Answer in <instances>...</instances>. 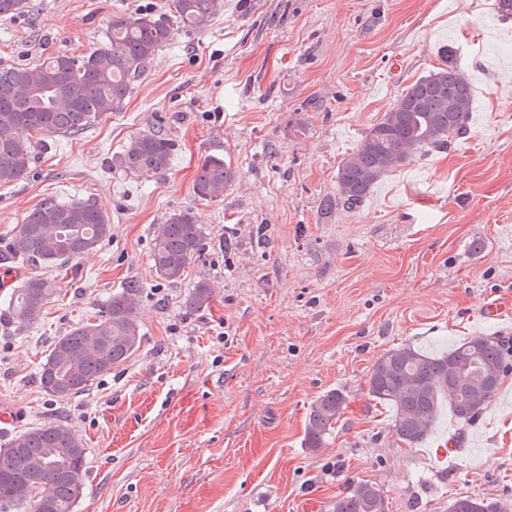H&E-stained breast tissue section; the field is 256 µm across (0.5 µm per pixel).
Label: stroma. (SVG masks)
Returning <instances> with one entry per match:
<instances>
[{
	"mask_svg": "<svg viewBox=\"0 0 512 512\" xmlns=\"http://www.w3.org/2000/svg\"><path fill=\"white\" fill-rule=\"evenodd\" d=\"M168 3L26 0L0 19V65L94 49L112 18ZM492 3L222 0L204 28H174L123 112L47 137L28 174L0 186V237L43 202L87 198L112 236L61 265H20L58 295L30 321L0 304V405L18 417L0 426V445L67 422L88 448L75 512H331L361 481L390 512H448L463 495L512 502V375L475 425L443 411L415 448L365 384L402 345L512 344V19ZM447 42L474 88L465 137L390 172L359 209L325 211L340 162ZM299 114L307 132L296 138ZM156 129L178 144L170 169L146 184L115 173L113 155ZM211 156L239 179L200 202L192 183ZM188 207L206 246L169 285L148 254L168 214ZM201 277L213 304L187 311ZM132 280L140 349L85 394L48 396L36 373L55 339ZM496 300L508 309L487 319ZM332 388L349 408L308 451L305 417Z\"/></svg>",
	"mask_w": 512,
	"mask_h": 512,
	"instance_id": "35a3bbf8",
	"label": "stroma"
}]
</instances>
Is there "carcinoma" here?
I'll use <instances>...</instances> for the list:
<instances>
[{
  "mask_svg": "<svg viewBox=\"0 0 512 512\" xmlns=\"http://www.w3.org/2000/svg\"><path fill=\"white\" fill-rule=\"evenodd\" d=\"M220 8V0H174L170 14L138 11L112 19L103 43L90 52L48 57L32 66H1L0 186L26 176L43 137L80 135L123 111L171 40L173 25L204 27ZM473 101V85L458 66L457 48L442 46L437 66L407 86L341 161L336 197L325 199L324 207L354 210L393 169L415 156L448 150L466 134ZM175 151V140L164 130L141 132L112 157V168L150 182L168 170ZM237 178L230 163L211 157L199 167L192 193L198 201H212ZM111 236L110 217L92 201L45 202L23 218L0 251V261L54 266L95 251ZM204 240L193 209L170 213L149 252L151 271L168 284L181 282ZM55 293L53 281L32 275L7 293V312L31 320ZM141 297V286L131 282L112 294L95 320L60 336L38 373L41 389L52 397L71 398L129 359L142 342ZM213 299L212 284L200 278L184 298V308L202 311ZM507 373L508 349L496 336L467 338L436 354L402 346L374 362L367 395L392 409L397 439L413 448L428 436L442 400L459 422L471 425ZM348 406L342 389L321 394L311 405L303 447L310 452L324 447ZM87 457L82 439L62 421L14 435L0 448V509L73 512L85 494ZM332 512H389V500L376 484L361 481L336 499ZM448 512H508V506L466 495L453 499Z\"/></svg>",
  "mask_w": 512,
  "mask_h": 512,
  "instance_id": "1",
  "label": "carcinoma"
}]
</instances>
